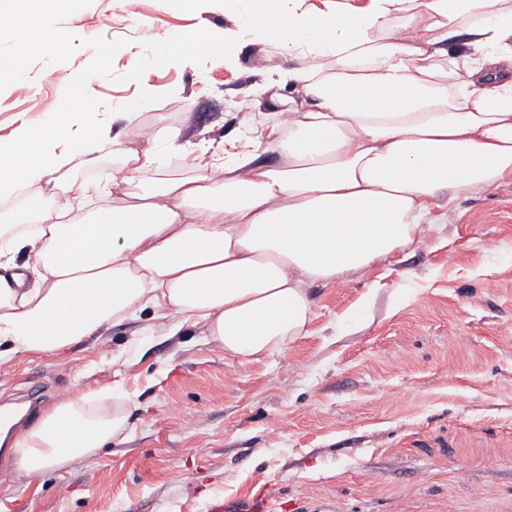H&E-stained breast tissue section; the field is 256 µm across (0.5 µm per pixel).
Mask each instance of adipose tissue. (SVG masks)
<instances>
[{"label":"adipose tissue","instance_id":"obj_1","mask_svg":"<svg viewBox=\"0 0 512 512\" xmlns=\"http://www.w3.org/2000/svg\"><path fill=\"white\" fill-rule=\"evenodd\" d=\"M241 24L298 62L275 72L307 105L270 127L278 165L255 147L212 176L145 178L152 151L122 147L85 112L89 75L41 127L0 142L1 197L60 188L70 137L111 146L136 186L92 219L70 220L64 204L0 242V362L148 309L169 312L170 334L198 325L225 356L256 361L306 334L312 288L406 249L437 200L512 181V0H251ZM200 52L163 41L131 71ZM127 426L124 402L75 394L13 446L30 475Z\"/></svg>","mask_w":512,"mask_h":512}]
</instances>
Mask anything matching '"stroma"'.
<instances>
[{
    "mask_svg": "<svg viewBox=\"0 0 512 512\" xmlns=\"http://www.w3.org/2000/svg\"><path fill=\"white\" fill-rule=\"evenodd\" d=\"M23 24L43 37L28 47V90L0 84V138L41 125L91 75L86 109L124 147L150 148L158 118L176 133L164 177L198 174L202 149L241 151L247 130L278 163L263 121L284 110L270 72L288 61L222 0H0V55L19 49ZM221 30L235 36L228 62L208 50L192 67L129 70L159 38ZM120 167L107 146L76 154L64 179L108 185ZM311 294L307 334L244 365L200 328L171 336L146 313L0 364L1 406L39 386L32 421L79 391L129 398L127 430L95 454L27 477L0 463V512H206L214 496L259 492L272 512H512V182L439 199L423 240Z\"/></svg>",
    "mask_w": 512,
    "mask_h": 512,
    "instance_id": "1",
    "label": "stroma"
}]
</instances>
